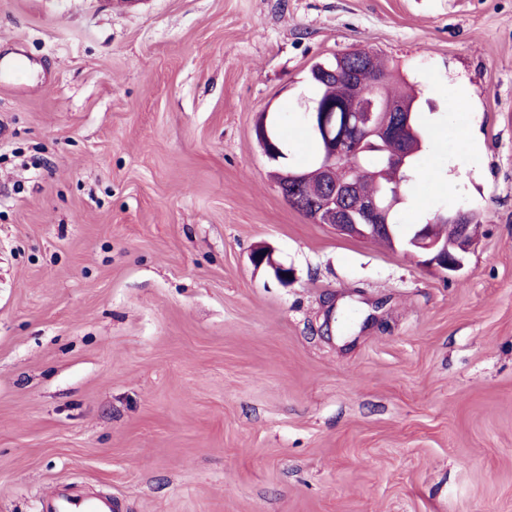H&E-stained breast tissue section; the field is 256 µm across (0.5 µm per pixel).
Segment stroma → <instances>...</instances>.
<instances>
[{
    "instance_id": "stroma-1",
    "label": "stroma",
    "mask_w": 512,
    "mask_h": 512,
    "mask_svg": "<svg viewBox=\"0 0 512 512\" xmlns=\"http://www.w3.org/2000/svg\"><path fill=\"white\" fill-rule=\"evenodd\" d=\"M414 85L458 274L291 208L318 61ZM0 512H512V0H0ZM469 101L447 120V97ZM269 244L282 284L249 253ZM479 155L480 153L478 148L471 145L470 151L465 157V164L459 165L456 171L448 168V170L444 172L443 181L448 185V196H451L455 192L457 186L464 178L465 170L478 161ZM112 499L100 497H75L55 491L41 503V512H113Z\"/></svg>"
}]
</instances>
